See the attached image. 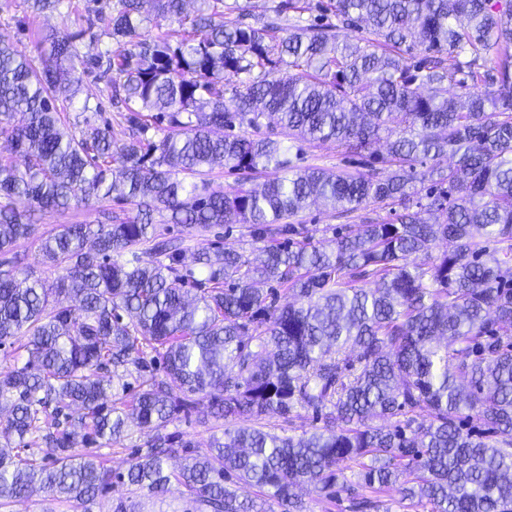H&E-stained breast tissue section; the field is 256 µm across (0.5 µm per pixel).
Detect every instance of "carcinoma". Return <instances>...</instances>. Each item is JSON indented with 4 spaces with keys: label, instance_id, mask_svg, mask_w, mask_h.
Instances as JSON below:
<instances>
[{
    "label": "carcinoma",
    "instance_id": "1",
    "mask_svg": "<svg viewBox=\"0 0 512 512\" xmlns=\"http://www.w3.org/2000/svg\"><path fill=\"white\" fill-rule=\"evenodd\" d=\"M197 2L85 6L87 29L111 38L92 56L74 36L38 59L0 41V136L25 159H0V346L27 337L0 370L16 438L14 452L0 444V508L38 487L92 512L120 486L113 512H136L142 491H175L187 512H303L293 488L306 483L346 493L353 512L387 508L393 487L428 512H512V0H278L253 23L248 0ZM88 71L126 123L117 148L108 128L72 130L58 104ZM266 118L281 134L262 132ZM382 130L384 165L354 174L300 169L287 144L356 153ZM442 156L448 167L428 164ZM216 165L238 181L212 187ZM116 190L133 213L102 208L42 239L65 271L54 287L16 279V243L36 231L16 200L60 211ZM317 201L387 217L317 246L292 223ZM164 212L180 235L157 230ZM230 224L253 229L254 258L189 252L192 231ZM280 290L295 302L275 305ZM197 394L215 421L255 425L206 448L168 432ZM303 411L322 426L258 424ZM134 424L153 436L126 471L105 468L99 450Z\"/></svg>",
    "mask_w": 512,
    "mask_h": 512
}]
</instances>
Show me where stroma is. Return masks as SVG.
I'll list each match as a JSON object with an SVG mask.
<instances>
[{"label":"stroma","instance_id":"stroma-1","mask_svg":"<svg viewBox=\"0 0 512 512\" xmlns=\"http://www.w3.org/2000/svg\"><path fill=\"white\" fill-rule=\"evenodd\" d=\"M31 0H0V39L13 43L27 54L36 56L48 48V40L53 36L79 34V43L83 53L92 55L104 47L109 36L104 30H97L95 36L84 35L85 24L78 14L64 17L58 14H33L29 8ZM60 98L71 99L72 105L68 112L72 129L81 131L92 127L112 126V140L123 143L125 140L124 125L119 115L113 111L108 93L103 81L95 76H83L81 82L73 90H60ZM97 100L101 103L100 112H85L81 106L84 100ZM386 144L379 141L369 150L359 154L345 153L341 147L327 142L324 144L295 142L291 155L298 167L318 166L334 171L350 173L365 171L369 162H377L386 156ZM378 205H368L364 212L348 215L345 221L351 224L360 223L362 216L375 217L381 215ZM97 217L96 205L72 203L64 211L39 212L35 215L37 234L35 237L19 241L17 251L25 258L26 271L41 277L46 282H55L60 274L59 268L51 266L43 258L40 251L39 235L53 232L61 224H91ZM305 224L313 237L314 243L323 244L332 237V230L343 219L336 212L322 203L309 206L298 217ZM191 249L201 250L214 246L231 248L247 256H255L256 245L245 226L213 227L207 230L193 232L189 242ZM170 431L178 432L184 438L193 441L199 447H207L212 436L224 433L223 423L211 418L205 405H198L191 416L174 421L169 426Z\"/></svg>","mask_w":512,"mask_h":512}]
</instances>
